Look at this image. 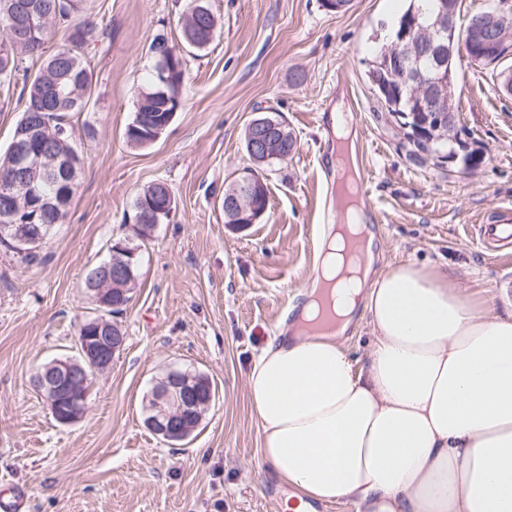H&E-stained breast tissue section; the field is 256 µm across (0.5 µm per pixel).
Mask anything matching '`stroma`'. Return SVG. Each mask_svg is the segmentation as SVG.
I'll list each match as a JSON object with an SVG mask.
<instances>
[{
    "label": "stroma",
    "instance_id": "1",
    "mask_svg": "<svg viewBox=\"0 0 512 512\" xmlns=\"http://www.w3.org/2000/svg\"><path fill=\"white\" fill-rule=\"evenodd\" d=\"M208 4L220 27L185 56L180 109L156 142L134 148L124 132L154 63L149 45L159 33L180 44L191 0H89L104 35L89 51L92 104L71 119L84 163L68 215L36 262L0 246V494L25 491L23 512H281L247 375L314 274L329 99L352 112L357 159L370 173L377 269L411 260L480 305L512 311V256L487 250L474 229L512 209V94L495 70L456 59L461 138L482 157L469 171L415 157L377 110L367 64L405 0H351L341 13L322 0ZM258 116L283 119L297 148L264 172L267 210L241 229L224 221V189L252 166L244 134ZM155 181L169 184L177 208L142 249L119 317L125 345L95 376L82 418L59 424L29 378L76 354L77 325L92 312L83 278L111 240L130 234L133 202ZM172 365L217 390L176 446L146 428L142 408Z\"/></svg>",
    "mask_w": 512,
    "mask_h": 512
}]
</instances>
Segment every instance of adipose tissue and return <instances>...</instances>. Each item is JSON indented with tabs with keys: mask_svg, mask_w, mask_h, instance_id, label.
<instances>
[{
	"mask_svg": "<svg viewBox=\"0 0 512 512\" xmlns=\"http://www.w3.org/2000/svg\"><path fill=\"white\" fill-rule=\"evenodd\" d=\"M321 243L315 277L333 313L364 311L373 345L355 364L332 335L270 341L247 390L261 459L295 490L284 512H512V312L479 310L447 276L383 271L348 247L364 217Z\"/></svg>",
	"mask_w": 512,
	"mask_h": 512,
	"instance_id": "ef3b65f1",
	"label": "adipose tissue"
}]
</instances>
